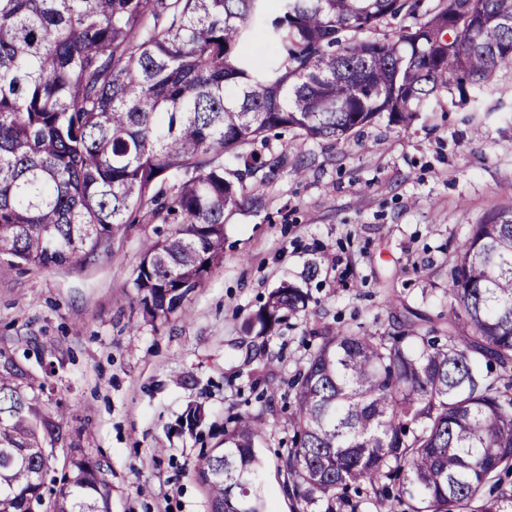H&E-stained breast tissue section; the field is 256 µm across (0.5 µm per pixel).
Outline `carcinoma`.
<instances>
[{
  "label": "carcinoma",
  "mask_w": 512,
  "mask_h": 512,
  "mask_svg": "<svg viewBox=\"0 0 512 512\" xmlns=\"http://www.w3.org/2000/svg\"><path fill=\"white\" fill-rule=\"evenodd\" d=\"M0 0V251L83 268L134 210L167 227L133 279L143 315L174 312L224 255L245 178L291 130L341 142L380 120L409 125L455 85L463 98L512 69V0ZM454 18L448 24V18ZM395 35L364 39L390 19ZM271 52L259 59L256 36ZM241 168H224V157ZM454 318L431 336L326 330L296 373L281 458L294 512L512 507V211L471 232L448 270ZM307 295L284 284L251 316L270 340ZM48 376L0 348V512H111L108 466L43 454L62 439ZM260 431L235 413L201 455L212 512L247 508ZM357 497H352L350 491Z\"/></svg>",
  "instance_id": "cac0c4a2"
}]
</instances>
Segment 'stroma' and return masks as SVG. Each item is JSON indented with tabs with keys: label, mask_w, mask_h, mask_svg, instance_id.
Masks as SVG:
<instances>
[{
	"label": "stroma",
	"mask_w": 512,
	"mask_h": 512,
	"mask_svg": "<svg viewBox=\"0 0 512 512\" xmlns=\"http://www.w3.org/2000/svg\"><path fill=\"white\" fill-rule=\"evenodd\" d=\"M272 150L287 164L247 179L253 202L228 216L223 259L167 319L144 318L133 286L156 236L138 211L93 265L0 276V348L36 345L33 370L52 362L54 398L67 407L57 448L106 461L112 512H211L194 463L233 413L263 429L250 500L292 512L280 489L286 402L266 405L251 386L261 376L284 391L325 328L447 327L458 246L472 225L512 210V69L473 101L443 90L409 127L382 122L335 144L285 131ZM286 283L307 308L264 341L248 318ZM196 406L201 421L180 429Z\"/></svg>",
	"instance_id": "35a3bbf8"
}]
</instances>
